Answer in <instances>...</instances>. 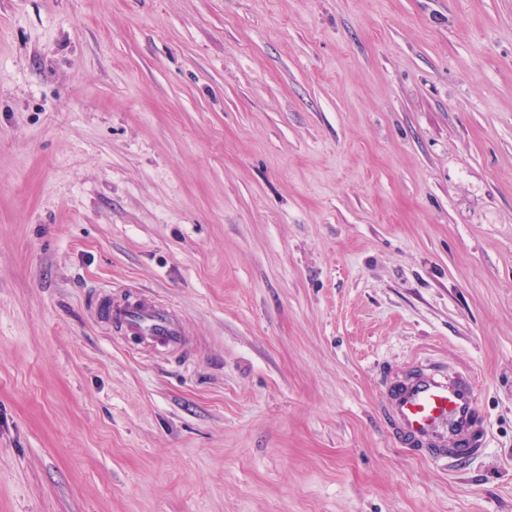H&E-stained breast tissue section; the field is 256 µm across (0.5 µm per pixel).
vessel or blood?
I'll list each match as a JSON object with an SVG mask.
<instances>
[{
    "instance_id": "obj_1",
    "label": "vessel or blood",
    "mask_w": 512,
    "mask_h": 512,
    "mask_svg": "<svg viewBox=\"0 0 512 512\" xmlns=\"http://www.w3.org/2000/svg\"><path fill=\"white\" fill-rule=\"evenodd\" d=\"M98 321L121 337H132L157 354L187 352L189 341L177 310L145 295L92 297ZM479 381L470 371L414 365L399 380L383 378L379 398L391 437L450 464L481 454L484 416L477 404Z\"/></svg>"
}]
</instances>
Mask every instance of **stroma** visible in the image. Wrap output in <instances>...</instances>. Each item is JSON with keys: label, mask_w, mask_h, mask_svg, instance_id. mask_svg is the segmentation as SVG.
Segmentation results:
<instances>
[{"label": "stroma", "mask_w": 512, "mask_h": 512, "mask_svg": "<svg viewBox=\"0 0 512 512\" xmlns=\"http://www.w3.org/2000/svg\"><path fill=\"white\" fill-rule=\"evenodd\" d=\"M418 352L479 457L388 437ZM0 512H512V0H0ZM98 321L112 335L132 337L159 355L187 354L189 341L177 310L145 295L112 296L96 291L92 297Z\"/></svg>", "instance_id": "35a3bbf8"}]
</instances>
